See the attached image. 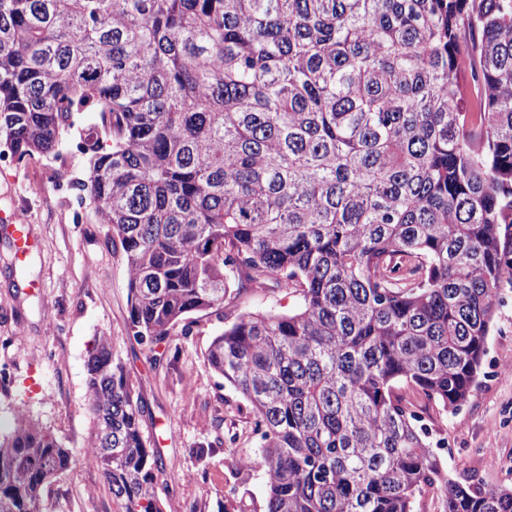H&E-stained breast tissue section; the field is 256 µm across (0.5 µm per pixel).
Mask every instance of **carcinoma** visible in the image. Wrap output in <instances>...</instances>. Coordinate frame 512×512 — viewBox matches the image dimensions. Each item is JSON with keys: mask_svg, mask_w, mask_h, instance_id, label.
Instances as JSON below:
<instances>
[{"mask_svg": "<svg viewBox=\"0 0 512 512\" xmlns=\"http://www.w3.org/2000/svg\"><path fill=\"white\" fill-rule=\"evenodd\" d=\"M126 260L157 363L253 288L206 360L261 427L266 512H512L449 477L400 386L440 412L479 386L512 282V0H0V143L56 151ZM87 461L116 512H163L148 403L111 338L86 361ZM77 462L27 414L0 440V512H45Z\"/></svg>", "mask_w": 512, "mask_h": 512, "instance_id": "cac0c4a2", "label": "carcinoma"}]
</instances>
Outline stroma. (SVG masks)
I'll return each instance as SVG.
<instances>
[{
	"label": "stroma",
	"mask_w": 512,
	"mask_h": 512,
	"mask_svg": "<svg viewBox=\"0 0 512 512\" xmlns=\"http://www.w3.org/2000/svg\"><path fill=\"white\" fill-rule=\"evenodd\" d=\"M91 122L82 115L55 153L0 167V213L23 212L36 247L16 263L12 244L0 233V437L18 412L45 424L67 448L82 453L92 422L87 410L85 363L95 336L107 333L145 397L150 415L144 431L160 448L174 477L160 488L164 512H217L218 496L235 490L241 512H265L263 471H238L240 457H255L247 403L216 376L205 352L222 324L203 316L189 334H175L176 352L154 365L129 328L127 271L121 247L112 245L93 207L70 220L60 185L77 190L88 159L77 144ZM37 291H28L29 283ZM298 303L275 288L238 296L226 319L242 312L285 313ZM425 418L431 439L444 443L440 458L453 478L476 474L485 485L512 487V288L495 306L480 385L458 413L441 414L418 393L406 391ZM225 419L214 429V414ZM223 443L205 462L194 451L214 437ZM46 512H115L102 471L90 463L58 474L45 490Z\"/></svg>",
	"instance_id": "stroma-1"
}]
</instances>
